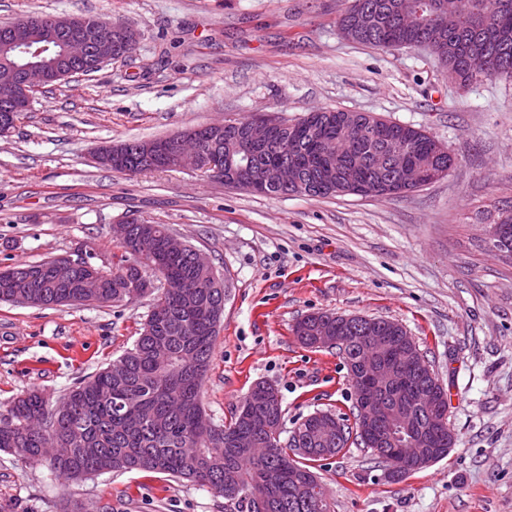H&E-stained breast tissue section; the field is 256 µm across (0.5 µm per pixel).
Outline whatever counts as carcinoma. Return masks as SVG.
<instances>
[{
  "mask_svg": "<svg viewBox=\"0 0 512 512\" xmlns=\"http://www.w3.org/2000/svg\"><path fill=\"white\" fill-rule=\"evenodd\" d=\"M454 12L448 14V2ZM399 0H345L337 24L355 27V42L379 49L421 40L437 43L439 61L454 63L458 75L477 84L512 78V0H404L409 14L420 10L419 22L402 25L396 7ZM378 14L373 28L357 26L362 8ZM347 113L325 110L286 124L274 142L254 157L255 169L270 171L279 163L303 157L310 166L301 170V185L275 183L262 191L269 196L299 194L311 197L336 195V188L322 182L320 169L328 165H353L346 175L363 194L399 196L408 193L393 180L384 159L396 147L406 162L420 172L423 185L431 174L448 167L447 148L420 129L386 121L369 114L358 118L371 126L369 135L346 125ZM251 118L235 121L224 129L218 148L224 160L236 161L240 136ZM169 228L164 224H128L126 236L116 246L133 261L119 260L105 271L99 288H83V269L59 274L53 262L17 265L0 271V301L33 307H50L68 300L74 304H106L117 295H128L129 273L154 269L153 261L136 255L146 233L162 243ZM169 287L155 299L159 314L147 315L143 331L132 349L112 365L74 386L69 406L55 414L38 392L16 398L0 413V449L10 450L32 464L43 463L41 439L57 434L72 445L70 457L50 468L67 480H82L102 472L143 471L195 481L220 489L228 512H249L248 494L257 492L269 504L268 512H331V505L317 506L324 495L314 468L319 461L349 451L362 441L357 425L344 424L339 448L322 439L311 426L289 442L269 448L263 455L244 448L242 438L262 444L269 437L266 422L282 427V402L271 409L255 400L238 406L226 425L214 423L201 401V389L210 367L224 308L226 288L215 272L195 264L193 251L171 254L158 269ZM377 333L405 342L401 324L379 318Z\"/></svg>",
  "mask_w": 512,
  "mask_h": 512,
  "instance_id": "1",
  "label": "carcinoma"
}]
</instances>
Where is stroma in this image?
Segmentation results:
<instances>
[{"label": "stroma", "instance_id": "35a3bbf8", "mask_svg": "<svg viewBox=\"0 0 512 512\" xmlns=\"http://www.w3.org/2000/svg\"><path fill=\"white\" fill-rule=\"evenodd\" d=\"M344 0H0V24L96 16L139 33L130 57L34 91L0 137V271L87 253L110 269L114 224L168 225L212 263L227 297L203 404L217 424L259 380L284 427L349 415L338 349L293 334L303 316L398 321L448 393L456 444L402 482L370 449L318 469L333 512H512V264L482 242L490 204L512 199V79L461 88L428 50L344 39ZM329 109L419 128L455 155L448 176L392 197H270L204 171L128 175L100 146L150 140L253 112L293 121ZM152 296L40 308L0 301V410L27 390L51 401L132 348ZM225 512L210 489L165 474L74 482L0 449V512Z\"/></svg>", "mask_w": 512, "mask_h": 512}]
</instances>
